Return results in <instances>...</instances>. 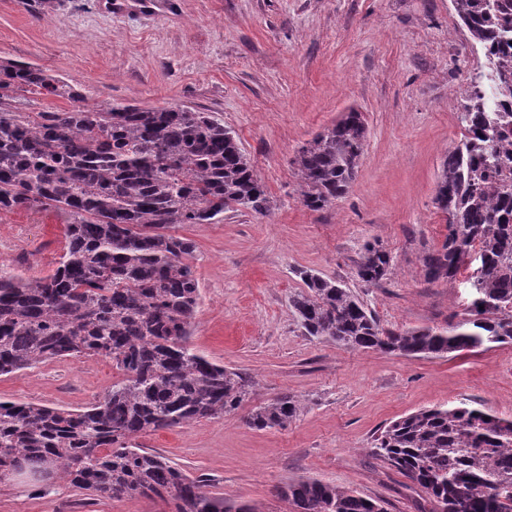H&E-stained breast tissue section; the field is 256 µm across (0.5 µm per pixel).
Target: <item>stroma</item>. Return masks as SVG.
Segmentation results:
<instances>
[{
	"instance_id": "35a3bbf8",
	"label": "stroma",
	"mask_w": 512,
	"mask_h": 512,
	"mask_svg": "<svg viewBox=\"0 0 512 512\" xmlns=\"http://www.w3.org/2000/svg\"><path fill=\"white\" fill-rule=\"evenodd\" d=\"M0 60L31 63L79 91L80 103L209 113L234 131L269 197L266 211L182 224L195 245L200 300L190 345L246 374L252 394L221 419L132 441L203 478L205 490L259 512H293L282 483L316 478L419 512L418 490L370 455L379 430L421 408L480 403L512 418V342L443 356L354 351L306 336L290 297L300 271L342 282L388 328L468 319L474 265L431 283L422 257L447 233L434 204L442 163L461 139L460 95L483 71L451 0H0ZM367 126L344 198L305 207L291 161L349 110ZM392 257L361 281L365 244ZM67 246L51 210L0 213V264L54 273ZM122 376L111 359L60 357L0 376V401L76 410ZM304 413L284 429L246 423L281 392ZM0 512H161L146 499L87 498L67 484H0Z\"/></svg>"
}]
</instances>
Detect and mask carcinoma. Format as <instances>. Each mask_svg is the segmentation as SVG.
Wrapping results in <instances>:
<instances>
[{
    "label": "carcinoma",
    "instance_id": "1",
    "mask_svg": "<svg viewBox=\"0 0 512 512\" xmlns=\"http://www.w3.org/2000/svg\"><path fill=\"white\" fill-rule=\"evenodd\" d=\"M451 2L490 78L471 80L457 113L462 138L442 163L434 198L448 234L424 268L430 282L451 280L478 248L474 330L386 328L350 289L302 271L305 289L291 303L319 341L404 356L512 341V0ZM25 93L80 97L40 67L0 60V212L56 211L67 247L46 277L0 265V375L79 354L112 359L123 378L73 411L0 402V483L19 462L91 494L159 502L163 512H260L209 495L203 480L128 443L221 419L249 395L250 378L190 347L200 296L194 245L170 230L214 224L231 206L261 213L264 185L232 132L207 112L133 104L21 112ZM366 133L362 113L351 110L297 152L307 208L348 192ZM390 267L389 253L368 244L357 276L376 284ZM304 409L282 392L247 423L285 428ZM370 453L420 489L428 512H512L511 418L465 403L421 409L386 425ZM276 494L294 512H387L379 499L313 478L290 480Z\"/></svg>",
    "mask_w": 512,
    "mask_h": 512
}]
</instances>
